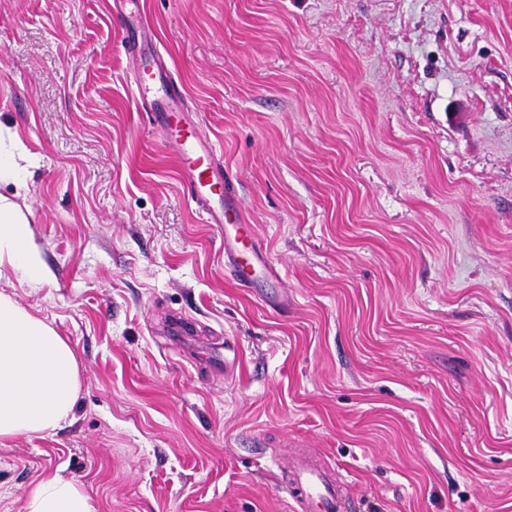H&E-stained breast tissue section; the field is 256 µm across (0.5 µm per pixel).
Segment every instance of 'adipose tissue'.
<instances>
[{
    "mask_svg": "<svg viewBox=\"0 0 512 512\" xmlns=\"http://www.w3.org/2000/svg\"><path fill=\"white\" fill-rule=\"evenodd\" d=\"M39 284L46 272L18 203L0 196V267ZM79 364L70 342L45 319L0 293V445L54 434L72 417L80 392ZM26 512H93L78 483L47 474L30 491Z\"/></svg>",
    "mask_w": 512,
    "mask_h": 512,
    "instance_id": "1",
    "label": "adipose tissue"
}]
</instances>
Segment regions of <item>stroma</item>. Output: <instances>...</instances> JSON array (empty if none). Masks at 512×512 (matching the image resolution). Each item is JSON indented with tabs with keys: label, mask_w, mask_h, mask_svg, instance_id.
I'll use <instances>...</instances> for the list:
<instances>
[{
	"label": "stroma",
	"mask_w": 512,
	"mask_h": 512,
	"mask_svg": "<svg viewBox=\"0 0 512 512\" xmlns=\"http://www.w3.org/2000/svg\"><path fill=\"white\" fill-rule=\"evenodd\" d=\"M275 279L224 239L133 99L113 0H0V149L72 343L53 435L0 445L94 512H290L307 455L351 512H512V0H137ZM35 163L20 141H16L12 151L0 150V183L12 184L17 190H27L32 177L30 168Z\"/></svg>",
	"instance_id": "1"
}]
</instances>
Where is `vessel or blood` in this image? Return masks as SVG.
I'll use <instances>...</instances> for the list:
<instances>
[{
    "instance_id": "b4317fda",
    "label": "vessel or blood",
    "mask_w": 512,
    "mask_h": 512,
    "mask_svg": "<svg viewBox=\"0 0 512 512\" xmlns=\"http://www.w3.org/2000/svg\"><path fill=\"white\" fill-rule=\"evenodd\" d=\"M120 42L134 62L133 84L137 103L150 112L179 162L187 200L206 223L220 226L224 235V266L243 287H252L256 272L272 268L248 224L242 201L224 178V158L193 118L181 81L157 52H144L149 22L143 16L118 18ZM297 512H339L342 482L334 470L299 457L289 468Z\"/></svg>"
}]
</instances>
